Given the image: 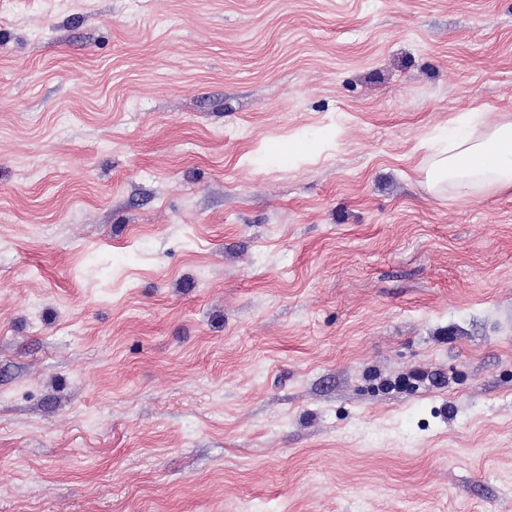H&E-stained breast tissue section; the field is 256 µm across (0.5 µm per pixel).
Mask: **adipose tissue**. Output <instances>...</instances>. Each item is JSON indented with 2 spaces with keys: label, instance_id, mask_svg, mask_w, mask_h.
<instances>
[{
  "label": "adipose tissue",
  "instance_id": "1",
  "mask_svg": "<svg viewBox=\"0 0 512 512\" xmlns=\"http://www.w3.org/2000/svg\"><path fill=\"white\" fill-rule=\"evenodd\" d=\"M429 194L453 193L460 198L512 192V114L484 122L480 113L467 112L457 125L441 132L418 165Z\"/></svg>",
  "mask_w": 512,
  "mask_h": 512
}]
</instances>
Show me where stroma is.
<instances>
[{"label": "stroma", "mask_w": 512, "mask_h": 512, "mask_svg": "<svg viewBox=\"0 0 512 512\" xmlns=\"http://www.w3.org/2000/svg\"><path fill=\"white\" fill-rule=\"evenodd\" d=\"M512 0H0V512H512ZM481 114H461L456 127L446 126L441 140L429 144L418 165L429 194L479 198L512 192V114L503 113L493 123Z\"/></svg>", "instance_id": "stroma-1"}]
</instances>
